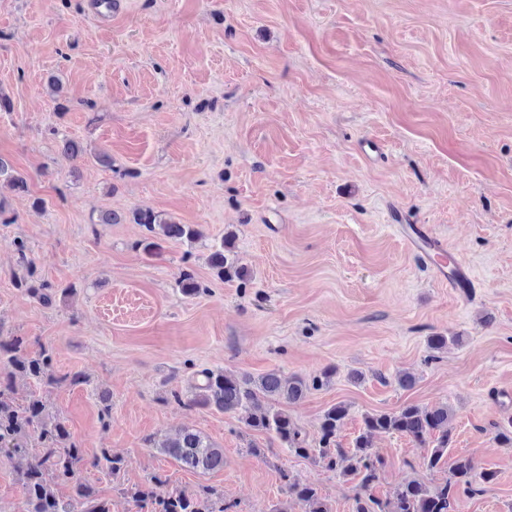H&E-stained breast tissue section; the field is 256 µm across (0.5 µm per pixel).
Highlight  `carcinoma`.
<instances>
[{
  "mask_svg": "<svg viewBox=\"0 0 512 512\" xmlns=\"http://www.w3.org/2000/svg\"><path fill=\"white\" fill-rule=\"evenodd\" d=\"M1 181L16 190H27L26 178L2 158ZM133 221L149 233L140 241V246L150 255L157 254L163 241L193 242L203 237L197 226L180 224L150 208L136 210ZM234 238V232H226L219 242L210 247L207 262L220 278L245 281L249 278L248 269L231 256ZM176 284L186 297H194L200 292L198 281L188 270L180 272ZM17 286L27 287V291L46 304L51 302L56 292L63 298L76 292V285L69 284L45 293L27 286L24 278L17 281ZM0 361L5 363L11 378L21 374L39 381L54 380L49 350L44 349L38 356L31 357L26 353L25 340L21 336L0 340ZM200 375L201 379L192 386L191 394L184 397L176 392L175 400L191 408H214L231 414L244 412L247 427L275 436L297 456L314 463L325 462L344 476L358 478L362 494L355 499L354 512H451L452 499L457 491L471 495L479 492L473 485L474 477L478 476L485 482L493 479L491 473H477L474 458L459 456L449 467L450 477L446 484L428 486L421 481H410L397 487L389 499L380 502L364 496V492L378 479L383 465L381 458L372 452L374 434H399L420 448L429 445L431 436H437L435 446L424 457L426 468L433 470L448 455V421L451 417L448 406L422 408L407 405L394 412L368 413L363 418V432L356 438L354 447L348 449L340 447L336 441L349 412L344 403L334 404L324 411L318 425V438L312 443L288 411L270 408L259 414L251 412L262 398H273L287 406L299 403L310 388L329 385L332 370H324L310 383L296 375L285 377L278 371L256 378L248 374L240 377L230 375L222 369H204ZM10 392L8 384L0 388V448L24 461L19 476L26 495V512H109L106 503L98 498L92 487L75 480L79 467L85 462V451L71 441L65 422L49 415L39 396L32 394L26 404L17 405ZM160 452L193 471L207 472L224 467V449L188 428L167 440ZM91 464H102L114 474L122 469L123 459L103 449ZM47 468L56 472L57 479L72 483L73 495L70 498L63 499L56 485L44 478L43 471ZM286 485V498L276 504L272 512H294L297 504L302 512H330L313 485L290 478ZM124 494L137 507L150 508V512H225L224 497L208 487L193 494L172 492L163 495L157 491V486L144 485L127 489Z\"/></svg>",
  "mask_w": 512,
  "mask_h": 512,
  "instance_id": "cac0c4a2",
  "label": "carcinoma"
}]
</instances>
